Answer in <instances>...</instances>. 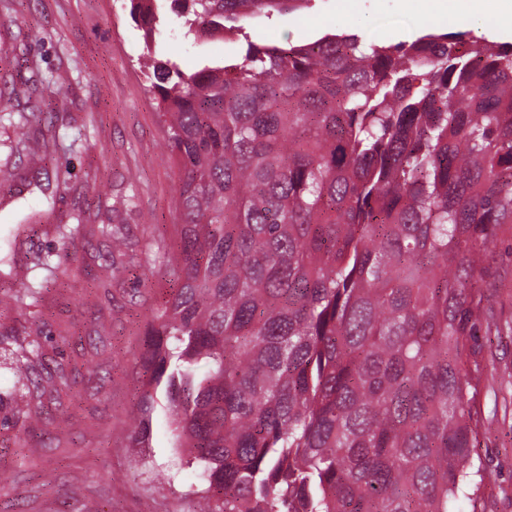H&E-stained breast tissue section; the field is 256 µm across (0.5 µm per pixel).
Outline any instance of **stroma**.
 Segmentation results:
<instances>
[{"label": "stroma", "instance_id": "stroma-1", "mask_svg": "<svg viewBox=\"0 0 512 512\" xmlns=\"http://www.w3.org/2000/svg\"><path fill=\"white\" fill-rule=\"evenodd\" d=\"M436 0H310L307 8L252 22L246 36L195 39L163 26L160 52L191 72L241 61L248 42L303 44L325 34H355L385 45L426 33L464 32L467 39L512 43V23L487 33L495 0L472 8L454 0L446 16ZM143 32L129 0H0V90L33 97L62 138L44 171L69 168L66 187L42 191L26 181L0 180V264L23 267L36 254L67 255L39 303L19 312L0 304V332L43 344L44 362L70 375L62 400L44 397L43 424L0 429V512H198L196 468L176 446L164 393H157L148 447H132L137 367L144 326L166 286L159 265L99 284L107 271L95 258L106 241L103 223L131 229L133 248L146 252L169 237L179 214V173L167 161L156 102L139 64ZM69 93L56 92L57 72ZM89 234L73 245L53 226L78 210ZM494 266V314L501 334L482 383L481 421L472 460L483 478L456 500L453 512H512V230L504 229Z\"/></svg>", "mask_w": 512, "mask_h": 512}]
</instances>
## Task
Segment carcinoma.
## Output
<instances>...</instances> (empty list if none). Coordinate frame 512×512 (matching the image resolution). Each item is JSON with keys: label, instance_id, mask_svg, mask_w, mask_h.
<instances>
[{"label": "carcinoma", "instance_id": "1", "mask_svg": "<svg viewBox=\"0 0 512 512\" xmlns=\"http://www.w3.org/2000/svg\"><path fill=\"white\" fill-rule=\"evenodd\" d=\"M308 2L129 0L180 174L133 439L163 390L203 512H449L471 477L489 255L512 225V44L327 34L192 72L158 58L167 19L225 37ZM54 142L50 122L3 176L29 179ZM55 232L75 244L87 224ZM105 233L102 264L142 265L124 225ZM66 262L37 257L9 300L29 309ZM40 356L15 351L0 426L37 422L68 387L59 365L30 377Z\"/></svg>", "mask_w": 512, "mask_h": 512}]
</instances>
